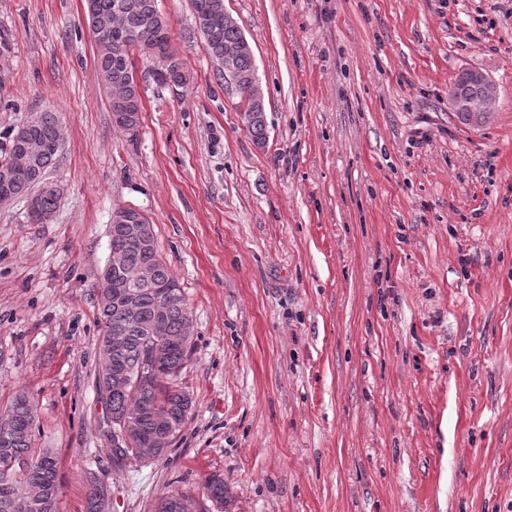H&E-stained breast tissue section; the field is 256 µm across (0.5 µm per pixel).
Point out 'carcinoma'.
<instances>
[{
    "label": "carcinoma",
    "instance_id": "obj_1",
    "mask_svg": "<svg viewBox=\"0 0 512 512\" xmlns=\"http://www.w3.org/2000/svg\"><path fill=\"white\" fill-rule=\"evenodd\" d=\"M194 31L204 40L209 56L224 72V45L235 43L242 35L239 28L224 25V0H190ZM88 22L94 24L108 45L97 52L95 67L105 89L111 112H126L128 116L115 120V125L134 132L140 125L142 102L140 86L135 77L133 52L139 51L156 65L154 73L161 83L182 87L189 77L169 48V23L160 12L157 0H86ZM13 40L0 32V89L9 77V59ZM238 84L239 109L254 140L266 141V109L252 107L248 97L250 79L257 77L254 55L242 54L231 64ZM59 129L57 114L35 112L20 125L8 143L0 147V178L10 176L15 167L26 164L38 168L43 180L16 181L13 193L17 198L35 200L28 206L29 218L35 224L55 212L59 191L42 189L59 150L52 148ZM146 225L149 240L139 242L134 228ZM112 253L120 257V265L105 266L97 281L100 357L95 372L96 390L105 404L107 432H112L116 419L135 420L130 435V447L119 448L122 464L135 462L136 448H144L159 433L160 426L172 420L186 424L192 406V396L182 382V373L191 348V337L185 329L192 322L184 290L162 262L153 225L146 216H136L127 222L112 218L110 226ZM125 280L133 291L138 316L129 321L114 306L104 288L106 279ZM162 319L165 336L150 341L149 327ZM124 339L122 349L115 353L107 349L113 330ZM148 373L136 386L125 389L112 387V374L124 371L139 375L141 366ZM10 429L8 447H0L4 456L28 460L30 465L16 473L0 471V512H56L59 488L55 458L47 451L32 453L34 405L25 392L18 393L5 409ZM205 495L224 505L227 488L224 477L210 475L203 485Z\"/></svg>",
    "mask_w": 512,
    "mask_h": 512
}]
</instances>
